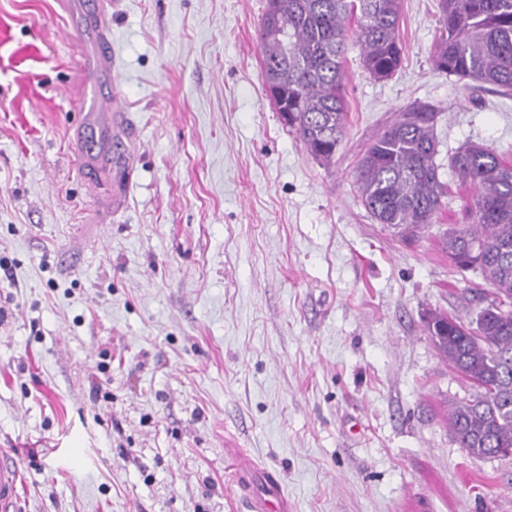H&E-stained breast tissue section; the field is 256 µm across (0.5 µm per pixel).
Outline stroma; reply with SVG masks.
Wrapping results in <instances>:
<instances>
[{
    "label": "stroma",
    "mask_w": 512,
    "mask_h": 512,
    "mask_svg": "<svg viewBox=\"0 0 512 512\" xmlns=\"http://www.w3.org/2000/svg\"><path fill=\"white\" fill-rule=\"evenodd\" d=\"M266 0H124L111 173L71 162L83 82L59 0H0V448L24 512H246L240 448L292 512H512V456L448 429L470 382L425 330L490 285L441 247L469 185L448 153L512 161V97L434 70L438 0H402L400 70L349 46L348 124L314 159L267 98ZM438 107L442 208L413 240L363 207L358 160ZM120 194L122 206L105 212Z\"/></svg>",
    "instance_id": "1"
}]
</instances>
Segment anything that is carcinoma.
Segmentation results:
<instances>
[{"label":"carcinoma","instance_id":"cac0c4a2","mask_svg":"<svg viewBox=\"0 0 512 512\" xmlns=\"http://www.w3.org/2000/svg\"><path fill=\"white\" fill-rule=\"evenodd\" d=\"M432 62L447 76L512 96V0H439ZM401 0H267L260 21L264 85L275 110L307 151L329 164L347 124L344 54L348 40L362 64L384 80L401 67ZM440 111L405 107L358 161L362 205L379 224L409 238L433 223L443 183L435 162ZM459 180L474 188L470 223L443 236L452 262L469 264L492 285L475 322L433 313L426 331L439 354L475 387L448 410V428L472 458L512 448V163L469 143L448 155Z\"/></svg>","mask_w":512,"mask_h":512}]
</instances>
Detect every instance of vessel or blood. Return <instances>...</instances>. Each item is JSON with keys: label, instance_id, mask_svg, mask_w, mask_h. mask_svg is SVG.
Instances as JSON below:
<instances>
[{"label": "vessel or blood", "instance_id": "b4317fda", "mask_svg": "<svg viewBox=\"0 0 512 512\" xmlns=\"http://www.w3.org/2000/svg\"><path fill=\"white\" fill-rule=\"evenodd\" d=\"M119 0H69L66 11L73 27L82 30L80 71L88 83L77 105L82 121L77 128L79 146L73 155L86 175L112 163V129L125 120L116 101L108 97L114 79L112 34L109 20ZM20 473L12 457L0 452V512H18ZM249 512H290L288 498L274 476L249 499Z\"/></svg>", "mask_w": 512, "mask_h": 512}]
</instances>
